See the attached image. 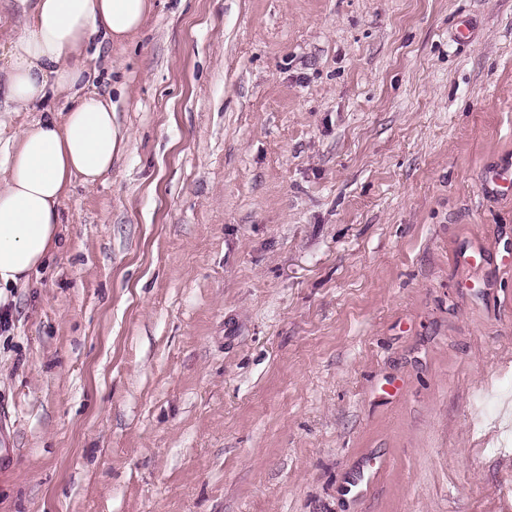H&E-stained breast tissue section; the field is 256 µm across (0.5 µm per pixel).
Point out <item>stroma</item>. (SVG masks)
I'll return each mask as SVG.
<instances>
[{"mask_svg": "<svg viewBox=\"0 0 512 512\" xmlns=\"http://www.w3.org/2000/svg\"><path fill=\"white\" fill-rule=\"evenodd\" d=\"M85 66L126 137L5 292L0 512H512V0H156Z\"/></svg>", "mask_w": 512, "mask_h": 512, "instance_id": "stroma-1", "label": "stroma"}]
</instances>
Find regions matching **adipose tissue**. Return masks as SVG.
I'll return each instance as SVG.
<instances>
[{"mask_svg": "<svg viewBox=\"0 0 512 512\" xmlns=\"http://www.w3.org/2000/svg\"><path fill=\"white\" fill-rule=\"evenodd\" d=\"M22 30L4 47L5 98L14 110L48 94L73 99L68 111L27 127L0 178V289L24 286L58 243L59 206L74 179L96 182L112 168L124 134L110 100L89 91V46H117L138 34L154 0H21Z\"/></svg>", "mask_w": 512, "mask_h": 512, "instance_id": "ef3b65f1", "label": "adipose tissue"}]
</instances>
